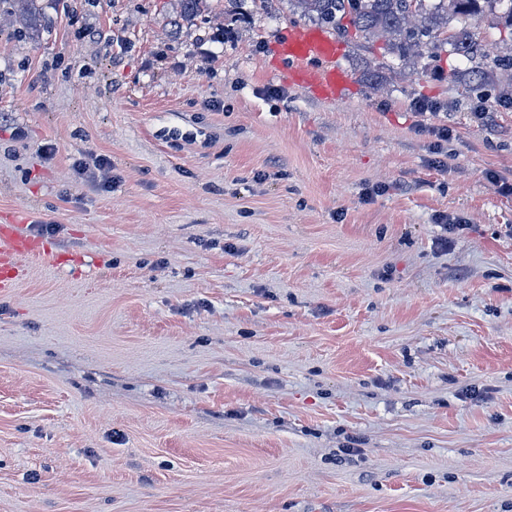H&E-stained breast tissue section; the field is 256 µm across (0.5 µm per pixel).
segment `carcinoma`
<instances>
[{
	"label": "carcinoma",
	"instance_id": "carcinoma-1",
	"mask_svg": "<svg viewBox=\"0 0 512 512\" xmlns=\"http://www.w3.org/2000/svg\"><path fill=\"white\" fill-rule=\"evenodd\" d=\"M36 0H0V13L33 22ZM300 16L342 38L381 44L384 53L422 58L443 50L469 63L459 80L468 98L512 104V0H289ZM488 6L500 29V50L492 55L470 31L467 20Z\"/></svg>",
	"mask_w": 512,
	"mask_h": 512
}]
</instances>
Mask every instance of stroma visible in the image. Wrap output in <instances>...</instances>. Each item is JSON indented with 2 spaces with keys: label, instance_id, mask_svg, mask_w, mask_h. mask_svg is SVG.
Instances as JSON below:
<instances>
[{
  "label": "stroma",
  "instance_id": "35a3bbf8",
  "mask_svg": "<svg viewBox=\"0 0 512 512\" xmlns=\"http://www.w3.org/2000/svg\"><path fill=\"white\" fill-rule=\"evenodd\" d=\"M38 9L0 224L57 258L0 292V512H512V107L346 39L321 100L288 0ZM298 85L313 89L323 99L335 101L347 84V74L336 65L339 43L327 30L292 24L279 45Z\"/></svg>",
  "mask_w": 512,
  "mask_h": 512
}]
</instances>
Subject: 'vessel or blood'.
<instances>
[{"instance_id": "b4317fda", "label": "vessel or blood", "mask_w": 512, "mask_h": 512, "mask_svg": "<svg viewBox=\"0 0 512 512\" xmlns=\"http://www.w3.org/2000/svg\"><path fill=\"white\" fill-rule=\"evenodd\" d=\"M298 85L313 89L333 101L347 84V74L337 65L339 44L327 30L300 24L290 25L279 45ZM28 216L18 213L0 226V289L15 285L22 274L19 260L24 256L52 258V246L26 233Z\"/></svg>"}]
</instances>
